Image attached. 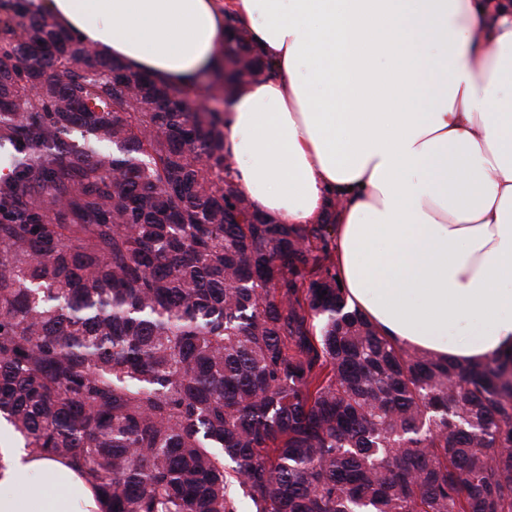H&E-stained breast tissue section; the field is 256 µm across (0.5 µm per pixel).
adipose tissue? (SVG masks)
I'll list each match as a JSON object with an SVG mask.
<instances>
[{
    "label": "adipose tissue",
    "mask_w": 512,
    "mask_h": 512,
    "mask_svg": "<svg viewBox=\"0 0 512 512\" xmlns=\"http://www.w3.org/2000/svg\"><path fill=\"white\" fill-rule=\"evenodd\" d=\"M133 70L193 87L226 15L273 73L230 99L254 208L335 224L349 306L387 339L512 351V0H35ZM0 512H100L75 468L9 451Z\"/></svg>",
    "instance_id": "obj_1"
}]
</instances>
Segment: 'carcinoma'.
I'll return each instance as SVG.
<instances>
[{
  "mask_svg": "<svg viewBox=\"0 0 512 512\" xmlns=\"http://www.w3.org/2000/svg\"><path fill=\"white\" fill-rule=\"evenodd\" d=\"M226 103L268 73L227 38ZM0 430L102 512H512V353L347 309L327 224L258 214L224 110L0 0Z\"/></svg>",
  "mask_w": 512,
  "mask_h": 512,
  "instance_id": "obj_1",
  "label": "carcinoma"
}]
</instances>
